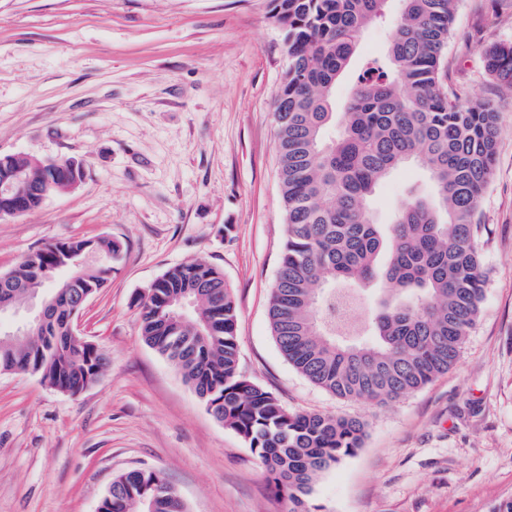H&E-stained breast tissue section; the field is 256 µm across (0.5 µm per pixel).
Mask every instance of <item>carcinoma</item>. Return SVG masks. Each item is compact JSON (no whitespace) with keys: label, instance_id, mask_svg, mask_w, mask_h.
<instances>
[{"label":"carcinoma","instance_id":"cac0c4a2","mask_svg":"<svg viewBox=\"0 0 512 512\" xmlns=\"http://www.w3.org/2000/svg\"><path fill=\"white\" fill-rule=\"evenodd\" d=\"M388 0H272L287 65L275 101L286 241L268 316L273 339L308 382L344 400L388 406L425 387L457 362L485 291L478 224L496 156L497 111L441 83L443 53L458 0H400L383 56L361 63L344 112L331 91L357 50L358 37L384 17ZM486 70L512 87V43L483 51ZM341 125L339 136L329 128ZM410 160L428 173L429 197L414 195L387 224L372 201L380 184ZM36 181L49 167L8 159ZM89 243H51L13 268L0 296L37 290L56 297L43 334H0V372L32 367L51 388L76 392L108 358L79 344L70 319L73 289L98 293L124 244L96 241L99 266L63 267L59 256ZM192 291L198 310L176 321L172 301ZM144 342L182 374L213 417L235 432L262 465L289 512H309L303 497L316 478L362 447L356 418L286 409L239 368L237 307L218 269L188 261L167 270L138 303ZM166 476L122 473L104 512H186Z\"/></svg>","mask_w":512,"mask_h":512}]
</instances>
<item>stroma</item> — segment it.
<instances>
[{
    "instance_id": "obj_1",
    "label": "stroma",
    "mask_w": 512,
    "mask_h": 512,
    "mask_svg": "<svg viewBox=\"0 0 512 512\" xmlns=\"http://www.w3.org/2000/svg\"><path fill=\"white\" fill-rule=\"evenodd\" d=\"M270 0H0V154L70 158L84 177L0 219V271L45 244L125 250L75 319L109 363L76 396L0 373V512H95L116 474L164 472L189 512H288L250 449L143 341L136 298L198 260L237 305L243 374L286 408L358 417L361 448L318 476L309 512H492L512 500V91L483 49L512 42V0H461L443 82L491 102L497 153L481 206V314L456 365L386 407L304 379L270 331L286 228L274 101L287 64ZM423 168L380 186L388 222Z\"/></svg>"
}]
</instances>
